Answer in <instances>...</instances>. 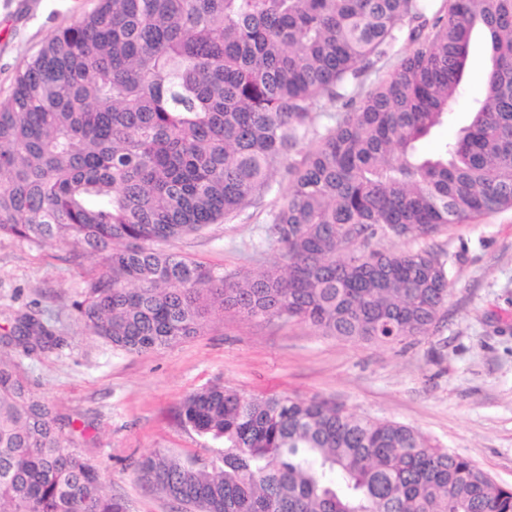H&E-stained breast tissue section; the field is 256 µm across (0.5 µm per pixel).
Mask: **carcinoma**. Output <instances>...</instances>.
Wrapping results in <instances>:
<instances>
[{
  "label": "carcinoma",
  "mask_w": 512,
  "mask_h": 512,
  "mask_svg": "<svg viewBox=\"0 0 512 512\" xmlns=\"http://www.w3.org/2000/svg\"><path fill=\"white\" fill-rule=\"evenodd\" d=\"M97 0L16 71L0 98V236L56 241L104 271L76 309L116 349L195 336L218 304L383 345L426 336L448 302L431 250L376 236L429 234L512 209V0ZM489 37L470 123L434 153ZM373 89L347 98L401 40ZM348 110L287 163L322 115ZM290 185L273 213L281 262L230 281L158 245L218 224ZM27 355L59 345L31 315L0 338ZM178 419L216 443L209 459L155 453L196 512H512V488L416 429L323 398L224 386ZM0 512H125L72 447L54 406L0 357Z\"/></svg>",
  "instance_id": "cac0c4a2"
}]
</instances>
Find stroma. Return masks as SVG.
I'll use <instances>...</instances> for the list:
<instances>
[{"label": "stroma", "mask_w": 512, "mask_h": 512, "mask_svg": "<svg viewBox=\"0 0 512 512\" xmlns=\"http://www.w3.org/2000/svg\"><path fill=\"white\" fill-rule=\"evenodd\" d=\"M96 3L0 0V97L51 33ZM480 94L479 77H471L448 124L422 142L423 153L456 136ZM288 185L287 171H279L262 199L224 223L165 244V251L228 279L263 271L279 258L270 214ZM370 245L429 249L444 262L451 291L428 335L380 345L213 308L198 335L130 354L94 335L75 308L101 274L99 260L74 257L53 241L35 247L9 237L0 238V334L32 314L59 338V346L28 356L15 346L7 352L61 421L72 423L75 447L128 512H180L143 484L138 464L156 452L210 457L206 441L181 426L177 413L185 396L214 385L248 395L335 399L351 413L411 426L512 486V210L425 236L376 237Z\"/></svg>", "instance_id": "1"}]
</instances>
